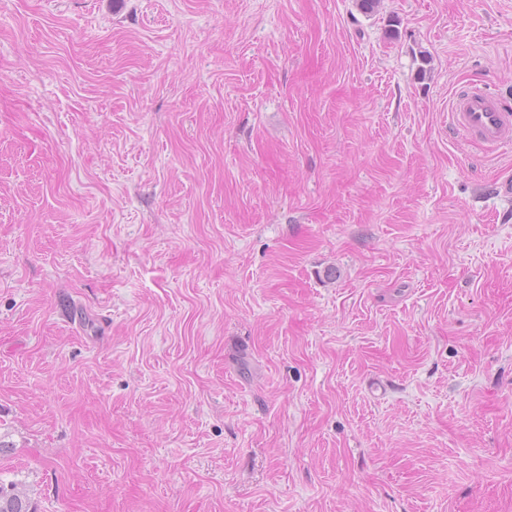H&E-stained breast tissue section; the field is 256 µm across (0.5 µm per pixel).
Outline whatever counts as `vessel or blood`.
<instances>
[{"label": "vessel or blood", "mask_w": 512, "mask_h": 512, "mask_svg": "<svg viewBox=\"0 0 512 512\" xmlns=\"http://www.w3.org/2000/svg\"><path fill=\"white\" fill-rule=\"evenodd\" d=\"M449 116L454 131L465 142H478L492 151L512 143V113L480 87L457 92Z\"/></svg>", "instance_id": "1"}]
</instances>
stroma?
Masks as SVG:
<instances>
[{
  "label": "stroma",
  "instance_id": "stroma-1",
  "mask_svg": "<svg viewBox=\"0 0 512 512\" xmlns=\"http://www.w3.org/2000/svg\"><path fill=\"white\" fill-rule=\"evenodd\" d=\"M512 0H0V478L37 512H512ZM449 116L454 131L466 143L478 142L496 151L512 142V113L480 87L471 86L457 92Z\"/></svg>",
  "mask_w": 512,
  "mask_h": 512
}]
</instances>
